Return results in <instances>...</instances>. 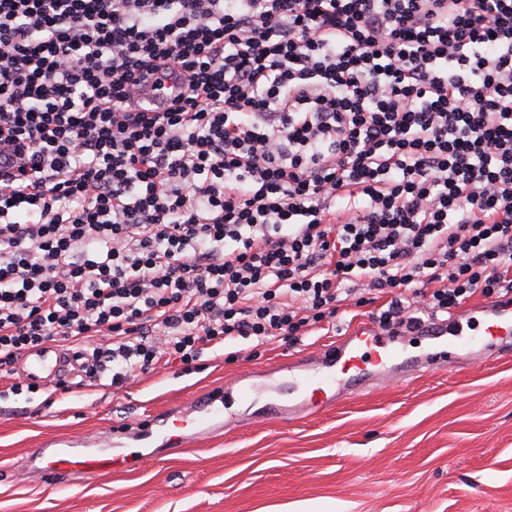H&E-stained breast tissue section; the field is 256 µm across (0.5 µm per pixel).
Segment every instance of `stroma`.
I'll return each instance as SVG.
<instances>
[{
	"instance_id": "stroma-1",
	"label": "stroma",
	"mask_w": 512,
	"mask_h": 512,
	"mask_svg": "<svg viewBox=\"0 0 512 512\" xmlns=\"http://www.w3.org/2000/svg\"><path fill=\"white\" fill-rule=\"evenodd\" d=\"M485 298L448 314V329L483 338ZM371 306H348L333 329L229 351L205 350L200 370L172 363L92 394L41 390L0 400V512H282L319 502L329 512H512V351L451 368L391 373L326 410L291 420L227 404L223 436L169 452L142 467L56 489L26 469L45 440L136 427L172 405L249 377L279 388L328 363Z\"/></svg>"
}]
</instances>
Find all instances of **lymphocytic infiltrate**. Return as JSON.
I'll list each match as a JSON object with an SVG mask.
<instances>
[{"label":"lymphocytic infiltrate","instance_id":"f902f5d3","mask_svg":"<svg viewBox=\"0 0 512 512\" xmlns=\"http://www.w3.org/2000/svg\"><path fill=\"white\" fill-rule=\"evenodd\" d=\"M512 294V0H0V370L120 388ZM59 346L47 345L42 349H36L24 354L19 363L17 374L6 375L0 372V390L8 387V384L15 381H23L21 373L29 380L51 387L60 380L73 376L76 367V360L70 352H63ZM21 371V373H20ZM16 379V380H15Z\"/></svg>","mask_w":512,"mask_h":512}]
</instances>
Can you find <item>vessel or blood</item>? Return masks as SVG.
<instances>
[{
  "label": "vessel or blood",
  "instance_id": "vessel-or-blood-1",
  "mask_svg": "<svg viewBox=\"0 0 512 512\" xmlns=\"http://www.w3.org/2000/svg\"><path fill=\"white\" fill-rule=\"evenodd\" d=\"M484 311L488 316L485 346H493L512 336V302L498 300L485 305ZM353 339L356 349L342 361L340 376L313 373L291 380V387L304 395L305 402L289 405V415H297L306 405L315 412L332 406L339 392L368 386L370 368L385 366L397 356L389 337H377L363 328L354 333ZM75 367L72 354L55 345L27 352L19 363L27 379L48 387L73 376ZM254 393V386L237 381L230 383L222 396L203 399L192 411L169 410L164 417L142 428L140 437L162 439L164 445L176 450L205 437L222 435L226 401L245 403L252 400ZM131 439L128 426L122 424L114 427L105 438L59 439L53 441L51 447L33 449L31 456L39 460L42 477L54 485H62L64 479L71 476L95 480L147 462V455L130 448Z\"/></svg>",
  "mask_w": 512,
  "mask_h": 512
}]
</instances>
